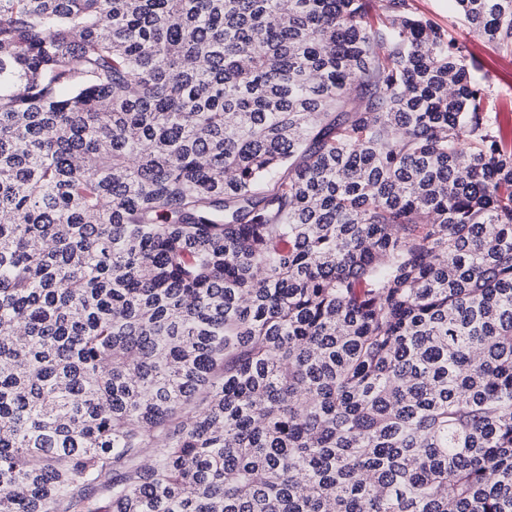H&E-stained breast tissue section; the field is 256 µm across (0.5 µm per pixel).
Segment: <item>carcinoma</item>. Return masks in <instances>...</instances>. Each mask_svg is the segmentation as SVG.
Segmentation results:
<instances>
[{
  "label": "carcinoma",
  "mask_w": 512,
  "mask_h": 512,
  "mask_svg": "<svg viewBox=\"0 0 512 512\" xmlns=\"http://www.w3.org/2000/svg\"><path fill=\"white\" fill-rule=\"evenodd\" d=\"M288 2L0 0V512H512L490 101Z\"/></svg>",
  "instance_id": "1"
}]
</instances>
